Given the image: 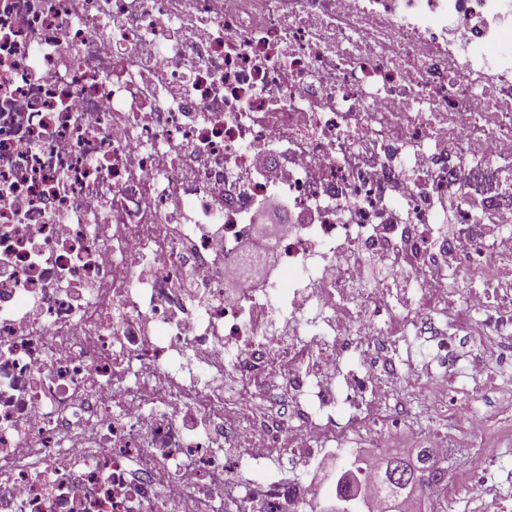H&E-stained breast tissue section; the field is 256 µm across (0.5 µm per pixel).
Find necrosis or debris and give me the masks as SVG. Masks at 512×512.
<instances>
[{
  "label": "necrosis or debris",
  "instance_id": "obj_1",
  "mask_svg": "<svg viewBox=\"0 0 512 512\" xmlns=\"http://www.w3.org/2000/svg\"><path fill=\"white\" fill-rule=\"evenodd\" d=\"M506 192L512 0H0V512H313L236 478L428 419L484 440ZM281 195L279 281L225 298ZM367 257L413 287H350ZM428 312L459 380L419 377L415 415L376 373ZM268 373L296 416L255 421Z\"/></svg>",
  "mask_w": 512,
  "mask_h": 512
}]
</instances>
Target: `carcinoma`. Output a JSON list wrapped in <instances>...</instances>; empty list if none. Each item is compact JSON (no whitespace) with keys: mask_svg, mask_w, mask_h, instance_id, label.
Returning <instances> with one entry per match:
<instances>
[{"mask_svg":"<svg viewBox=\"0 0 512 512\" xmlns=\"http://www.w3.org/2000/svg\"><path fill=\"white\" fill-rule=\"evenodd\" d=\"M360 471L361 467H356L349 481L339 477L336 490L345 498H353L363 486H368L377 512H400L401 503L418 490L444 481V473L428 448L418 449L413 457L388 454L379 459L377 478L370 483L360 479Z\"/></svg>","mask_w":512,"mask_h":512,"instance_id":"obj_1","label":"carcinoma"}]
</instances>
